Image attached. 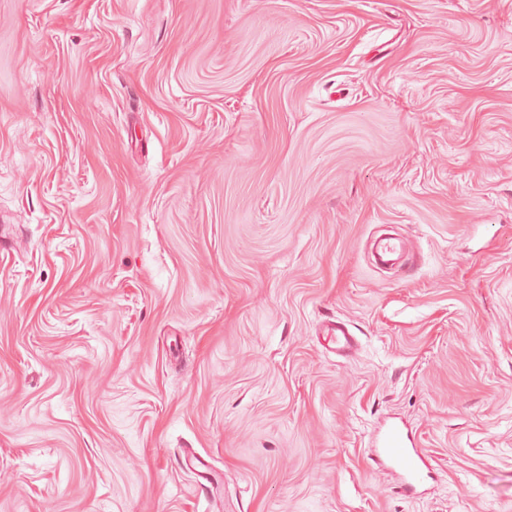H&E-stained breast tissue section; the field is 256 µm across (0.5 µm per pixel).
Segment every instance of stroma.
<instances>
[{
    "instance_id": "1",
    "label": "stroma",
    "mask_w": 512,
    "mask_h": 512,
    "mask_svg": "<svg viewBox=\"0 0 512 512\" xmlns=\"http://www.w3.org/2000/svg\"><path fill=\"white\" fill-rule=\"evenodd\" d=\"M0 240V512H512V0H0ZM378 452L373 460L377 464L389 463L399 472L402 487L413 488L423 479V452L416 448L409 433L395 425H390L378 441ZM409 445L411 447H409Z\"/></svg>"
}]
</instances>
